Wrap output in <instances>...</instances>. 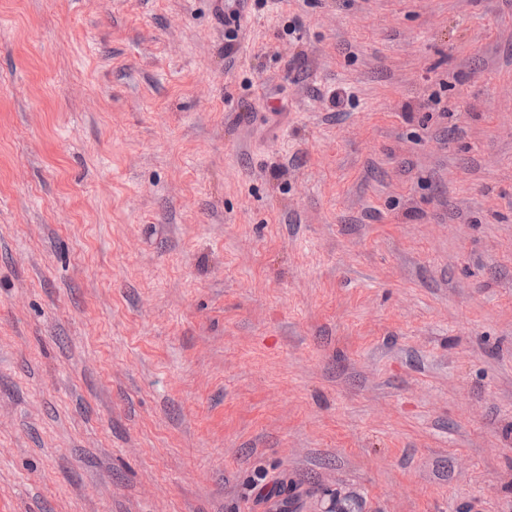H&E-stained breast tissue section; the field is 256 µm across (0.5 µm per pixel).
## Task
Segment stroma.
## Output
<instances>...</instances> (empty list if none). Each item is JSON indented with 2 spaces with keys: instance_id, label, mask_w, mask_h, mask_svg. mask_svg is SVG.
Instances as JSON below:
<instances>
[{
  "instance_id": "stroma-1",
  "label": "stroma",
  "mask_w": 512,
  "mask_h": 512,
  "mask_svg": "<svg viewBox=\"0 0 512 512\" xmlns=\"http://www.w3.org/2000/svg\"><path fill=\"white\" fill-rule=\"evenodd\" d=\"M339 497L512 512V0H0V512ZM246 0L224 1V54L231 56L241 31L242 12L245 11Z\"/></svg>"
}]
</instances>
